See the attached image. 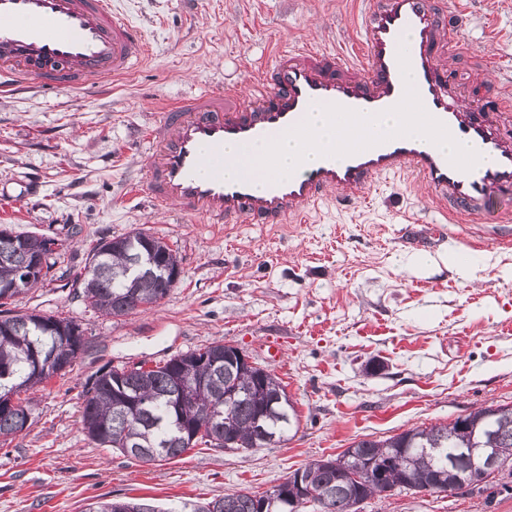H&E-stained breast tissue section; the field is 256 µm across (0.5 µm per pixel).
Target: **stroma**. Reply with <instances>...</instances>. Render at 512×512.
I'll return each mask as SVG.
<instances>
[{"mask_svg":"<svg viewBox=\"0 0 512 512\" xmlns=\"http://www.w3.org/2000/svg\"><path fill=\"white\" fill-rule=\"evenodd\" d=\"M461 16L470 52L448 60L475 98L512 92V0H434ZM148 44L123 77L72 92L38 83L0 94V228L57 239L52 280L11 311L80 324L85 347L34 393L30 426L0 446V512H85L113 498L172 512L247 488L264 492L360 439L448 423L512 404V245L499 215L452 224L419 184L386 181L360 207L330 203L297 224H212L155 212L138 191L150 130L189 92L246 90L258 63L297 44L358 41L352 0H112ZM142 230L176 253L180 277L151 309L111 317L76 280L102 240ZM463 253L467 273L414 258ZM282 354L272 361L268 338ZM214 342L274 368L299 429L280 444L196 446L144 463L101 448L80 422L86 380L105 366L158 363ZM356 512H512L500 477L487 493L395 491Z\"/></svg>","mask_w":512,"mask_h":512,"instance_id":"1","label":"stroma"}]
</instances>
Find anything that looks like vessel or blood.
<instances>
[{
  "label": "vessel or blood",
  "instance_id": "1",
  "mask_svg": "<svg viewBox=\"0 0 512 512\" xmlns=\"http://www.w3.org/2000/svg\"><path fill=\"white\" fill-rule=\"evenodd\" d=\"M354 21L363 38L339 52L297 45L263 67L245 92L180 98L161 113L148 137L147 176L141 192L157 211L214 224L248 218L285 224L328 198L361 205L387 177L407 179L448 211L452 224L472 223L495 211L500 193L512 189V94L480 105L445 64L463 50L445 27L433 0H357ZM140 33L112 8V0H0V92L38 82L63 90L120 76L142 62ZM415 109L421 135L361 131L344 143L343 161L279 172L274 157L263 163L264 188L252 175L224 176V147L250 152L292 135L313 143L307 118L331 112L352 123L397 108ZM465 141L476 157L441 151L437 140Z\"/></svg>",
  "mask_w": 512,
  "mask_h": 512
}]
</instances>
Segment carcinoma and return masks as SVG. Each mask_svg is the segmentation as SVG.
Returning <instances> with one entry per match:
<instances>
[{
	"label": "carcinoma",
	"mask_w": 512,
	"mask_h": 512,
	"mask_svg": "<svg viewBox=\"0 0 512 512\" xmlns=\"http://www.w3.org/2000/svg\"><path fill=\"white\" fill-rule=\"evenodd\" d=\"M150 240L161 260L176 258L174 250L160 239L141 230L124 237L96 244L81 281L84 301L92 308L113 317H123L148 309L165 299L174 285L159 280L144 267L141 278L124 281L121 268L133 261ZM41 244L36 235L19 234L15 243L0 248V305L37 286L51 272L56 261L46 263V273L30 271L35 250ZM84 346L83 330L69 319L35 312L16 313L0 319V394L15 396L12 407H0V443L24 431L31 420L32 402L20 399L23 392L34 390L57 375H65ZM207 358L197 366L194 360ZM201 378L204 385L180 401L174 397L178 383L188 377ZM255 383V374L224 362V344L214 342L199 350L176 355L158 363L147 372L137 368L100 369L84 391L81 423L89 440L120 453L130 450L142 461L179 457L203 444L224 447V395L232 388L246 390ZM231 414L238 427L233 430L236 448L254 447L251 424L258 403L241 396L233 401ZM490 408L470 412L466 419L477 426L469 442L471 448H499L500 469L512 462V408L501 411L492 423L485 415ZM295 407L283 399L280 407L264 418L266 445L287 439L296 427ZM463 447L457 425L435 424L414 427L400 434L380 439H362L352 443L354 455L343 452L334 458L335 465L324 467L314 460L303 468L304 478L318 493V512H352V502L378 496L394 485H429L440 471V463L423 452L441 448L469 483L478 487L489 476L485 470L469 469L458 454ZM392 448L399 458L412 454L409 462L399 461L388 470L385 482L355 483L347 478L349 465L362 467L377 462L382 449ZM263 496L239 491L221 499L195 505L190 512H258ZM87 512H159L155 506L133 499H110L89 505Z\"/></svg>",
	"instance_id": "obj_1"
}]
</instances>
